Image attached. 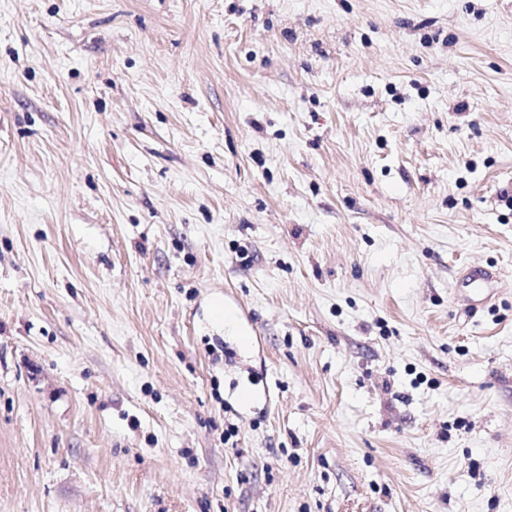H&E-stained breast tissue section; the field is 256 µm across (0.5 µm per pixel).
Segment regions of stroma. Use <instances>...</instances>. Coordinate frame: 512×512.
<instances>
[{"label": "stroma", "mask_w": 512, "mask_h": 512, "mask_svg": "<svg viewBox=\"0 0 512 512\" xmlns=\"http://www.w3.org/2000/svg\"><path fill=\"white\" fill-rule=\"evenodd\" d=\"M0 512H512V0H0ZM490 278L491 275L487 269L481 265L474 264L467 269L462 279V285L468 289L469 294L473 298L479 299L483 297L486 288H488Z\"/></svg>", "instance_id": "obj_1"}]
</instances>
